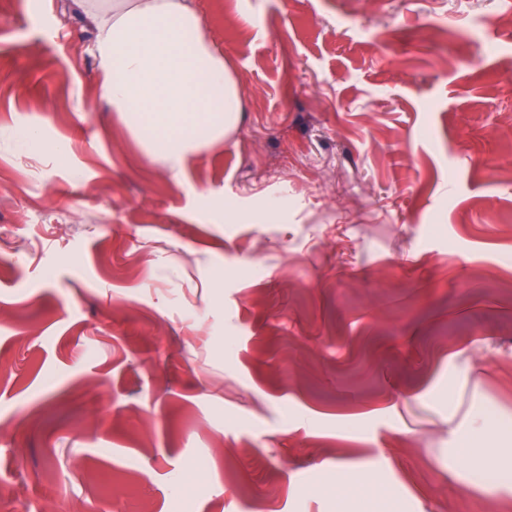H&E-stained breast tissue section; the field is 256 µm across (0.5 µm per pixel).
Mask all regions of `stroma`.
Masks as SVG:
<instances>
[{
	"label": "stroma",
	"instance_id": "1",
	"mask_svg": "<svg viewBox=\"0 0 512 512\" xmlns=\"http://www.w3.org/2000/svg\"><path fill=\"white\" fill-rule=\"evenodd\" d=\"M363 2L194 0L243 112L172 173L73 0H0V512H512L457 453L512 427V0ZM16 150L25 155H40L43 152L53 154L62 161L68 153V146L63 142H47L40 131L32 126L21 125L14 131Z\"/></svg>",
	"mask_w": 512,
	"mask_h": 512
}]
</instances>
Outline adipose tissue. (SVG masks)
Returning <instances> with one entry per match:
<instances>
[{
    "label": "adipose tissue",
    "mask_w": 512,
    "mask_h": 512,
    "mask_svg": "<svg viewBox=\"0 0 512 512\" xmlns=\"http://www.w3.org/2000/svg\"><path fill=\"white\" fill-rule=\"evenodd\" d=\"M95 23L101 94L148 156L170 169L221 141L242 96L193 0H80Z\"/></svg>",
    "instance_id": "obj_1"
}]
</instances>
